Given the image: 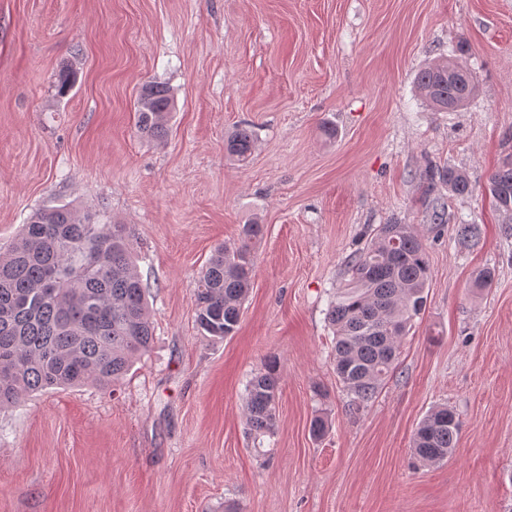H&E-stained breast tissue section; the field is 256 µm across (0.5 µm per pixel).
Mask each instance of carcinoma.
I'll use <instances>...</instances> for the list:
<instances>
[{
  "instance_id": "carcinoma-1",
  "label": "carcinoma",
  "mask_w": 512,
  "mask_h": 512,
  "mask_svg": "<svg viewBox=\"0 0 512 512\" xmlns=\"http://www.w3.org/2000/svg\"><path fill=\"white\" fill-rule=\"evenodd\" d=\"M419 96L437 112H456L477 92L458 57H442L418 70ZM174 109L170 88L143 85L136 102L137 132L161 140ZM248 126L233 130L224 149L246 162L255 145ZM448 191H470L465 172L429 170ZM493 206L512 219V157L488 180ZM259 224L242 226L238 242L216 246L197 279L196 322L214 339L234 335L252 285V244ZM479 224H463L461 247L480 239ZM431 272L426 249L411 224H382L348 262V281L336 289L327 320L335 333V370L357 412L372 402L397 366L401 339L424 310ZM127 224H95L69 204L42 208L0 254V408L49 388L85 384L103 390L121 379L153 343L148 303ZM279 378L270 362L248 382L244 413L250 430L273 436ZM460 422L447 406L430 410L413 437V458L448 459Z\"/></svg>"
}]
</instances>
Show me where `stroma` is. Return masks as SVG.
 Segmentation results:
<instances>
[{
	"instance_id": "obj_1",
	"label": "stroma",
	"mask_w": 512,
	"mask_h": 512,
	"mask_svg": "<svg viewBox=\"0 0 512 512\" xmlns=\"http://www.w3.org/2000/svg\"><path fill=\"white\" fill-rule=\"evenodd\" d=\"M461 45L478 91L434 111L415 75ZM148 81L175 98L162 141L135 127ZM243 123L257 135L245 164L224 152ZM510 156L512 0H0V251L44 207L130 225L154 323L111 390L0 409V512H512V222L486 191ZM434 163L466 172L469 196L427 191ZM254 219L239 328L211 340L197 278ZM395 221L425 245L427 303L354 414L326 312L368 229ZM463 221L482 228L466 252ZM269 361L278 422L257 438L245 385ZM443 404L457 447L413 465L415 429Z\"/></svg>"
}]
</instances>
